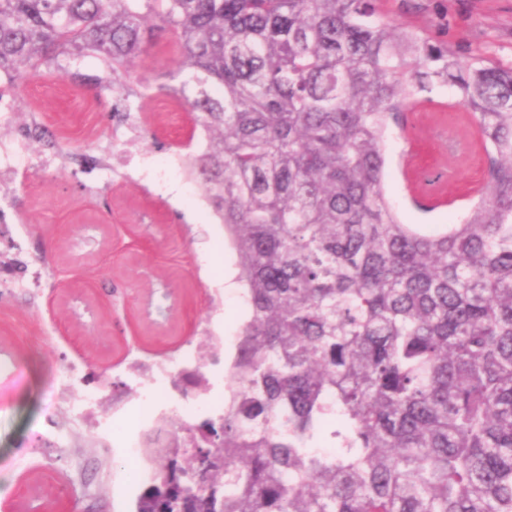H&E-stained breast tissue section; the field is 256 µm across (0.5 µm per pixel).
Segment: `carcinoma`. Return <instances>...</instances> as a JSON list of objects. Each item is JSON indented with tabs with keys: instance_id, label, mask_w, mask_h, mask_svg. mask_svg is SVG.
Wrapping results in <instances>:
<instances>
[{
	"instance_id": "obj_1",
	"label": "carcinoma",
	"mask_w": 512,
	"mask_h": 512,
	"mask_svg": "<svg viewBox=\"0 0 512 512\" xmlns=\"http://www.w3.org/2000/svg\"><path fill=\"white\" fill-rule=\"evenodd\" d=\"M208 131L188 167L224 221L249 319L224 410L183 424L136 512H512V68L465 61L375 0H0V72L97 54L125 97L143 31ZM454 91L487 185L404 224L386 146Z\"/></svg>"
}]
</instances>
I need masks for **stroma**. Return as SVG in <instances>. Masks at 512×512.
Here are the masks:
<instances>
[{
  "mask_svg": "<svg viewBox=\"0 0 512 512\" xmlns=\"http://www.w3.org/2000/svg\"><path fill=\"white\" fill-rule=\"evenodd\" d=\"M380 16L417 28L462 58L484 57L512 67V0H376ZM146 51L132 72L147 88L134 131L180 196L157 195L152 178L123 177L113 163L127 150L112 129L122 95L87 87L103 74L93 55L60 56V66L0 80L15 105L8 127L38 119L52 143L32 142L35 162L0 189V259L24 258L22 270L0 269V512H135L144 488L112 484L114 457L84 446L88 425L78 410L59 407L46 419L49 376L78 367L83 387L100 391L95 410L110 422L113 447L142 444L146 431L181 399L160 383L152 400L138 397L127 368L133 360L191 364L200 321L220 312L225 335L237 336L248 318L239 294L215 296L236 253L212 210L199 207L205 191L176 161L191 133L187 105L166 91L175 51L162 28L147 31ZM452 93L433 87L428 101L405 112L404 132L388 146L386 190L406 224L443 225L477 198L485 182V155L448 154L435 131L463 116ZM60 157L48 170L36 162L50 149ZM442 169L445 206L415 210L427 171ZM23 368L24 383L12 379ZM126 408L113 414L112 397Z\"/></svg>",
  "mask_w": 512,
  "mask_h": 512,
  "instance_id": "obj_1",
  "label": "stroma"
}]
</instances>
